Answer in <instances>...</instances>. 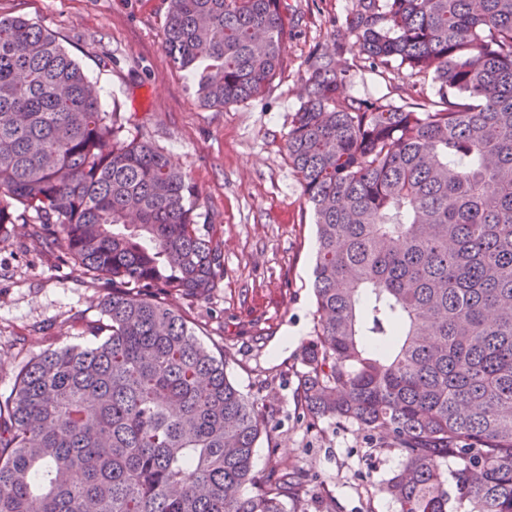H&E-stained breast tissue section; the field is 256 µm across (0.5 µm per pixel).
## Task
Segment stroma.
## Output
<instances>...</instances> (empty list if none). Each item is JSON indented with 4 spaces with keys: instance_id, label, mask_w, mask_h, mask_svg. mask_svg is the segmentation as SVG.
Masks as SVG:
<instances>
[{
    "instance_id": "1",
    "label": "stroma",
    "mask_w": 512,
    "mask_h": 512,
    "mask_svg": "<svg viewBox=\"0 0 512 512\" xmlns=\"http://www.w3.org/2000/svg\"><path fill=\"white\" fill-rule=\"evenodd\" d=\"M282 73L260 98L205 108L163 42V0H0V16H22L58 37L97 81L105 109L119 108L128 137L173 154L199 202V225L219 245L224 272L202 298L171 296L200 339L226 359L230 381L269 423L253 460L272 459L307 477L300 512H397L381 493L401 467L397 451L357 426L310 422L297 401L304 345L314 335L316 226L288 163L287 134L299 107L304 60L334 39V19L354 0H287ZM356 68L346 93L380 96L396 75L360 70L354 42L337 58ZM32 215L0 240V393L33 353L79 344L111 288L81 274L61 252L27 235Z\"/></svg>"
}]
</instances>
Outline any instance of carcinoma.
<instances>
[{
    "instance_id": "cac0c4a2",
    "label": "carcinoma",
    "mask_w": 512,
    "mask_h": 512,
    "mask_svg": "<svg viewBox=\"0 0 512 512\" xmlns=\"http://www.w3.org/2000/svg\"><path fill=\"white\" fill-rule=\"evenodd\" d=\"M163 3L203 107L265 94L283 0ZM349 36L362 68L436 99L342 94ZM306 72L287 137L317 227L300 406L399 452L398 512H512V0H355ZM20 208L112 293L0 398V512H287L295 473L253 471L268 420L166 300L222 267L187 172L125 136L54 35L0 16L1 238Z\"/></svg>"
}]
</instances>
